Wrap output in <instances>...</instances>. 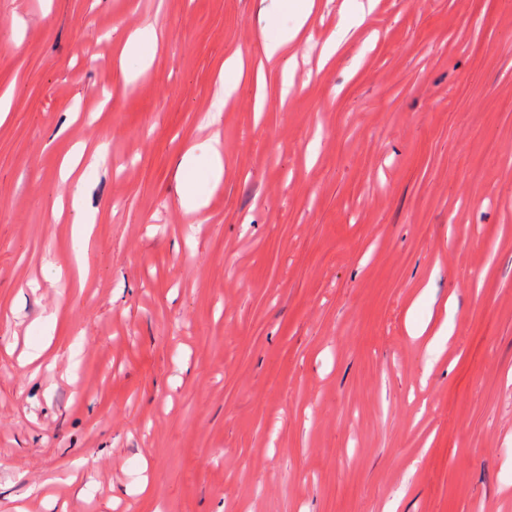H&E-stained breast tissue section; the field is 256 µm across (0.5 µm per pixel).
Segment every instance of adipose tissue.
Masks as SVG:
<instances>
[{"mask_svg":"<svg viewBox=\"0 0 512 512\" xmlns=\"http://www.w3.org/2000/svg\"><path fill=\"white\" fill-rule=\"evenodd\" d=\"M282 10L293 12L295 28L278 26L275 17H268L267 24L274 34L265 45L267 59L279 57L284 48L295 41L299 29L304 26L313 8V0H281ZM203 155L187 151L178 170L181 183L179 203L189 212H200L208 204L210 194L224 179V152L219 138H212L203 145Z\"/></svg>","mask_w":512,"mask_h":512,"instance_id":"adipose-tissue-1","label":"adipose tissue"}]
</instances>
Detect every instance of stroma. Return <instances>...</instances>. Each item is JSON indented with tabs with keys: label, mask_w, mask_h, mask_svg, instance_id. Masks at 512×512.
<instances>
[{
	"label": "stroma",
	"mask_w": 512,
	"mask_h": 512,
	"mask_svg": "<svg viewBox=\"0 0 512 512\" xmlns=\"http://www.w3.org/2000/svg\"><path fill=\"white\" fill-rule=\"evenodd\" d=\"M269 13L0 0V512H512V0H314L272 63ZM148 36L151 38L152 42L148 40ZM155 40H156V37H155L154 30L150 26H146L142 29H138L137 31H135L134 33H132L129 36V38L124 46V52H125V54H127L129 56L132 54L139 55L140 59L142 61H144L145 64H147L153 50H151L150 52H144L143 45L144 44L154 45ZM203 149V156H197L195 148L189 149L178 170L179 203L188 212L203 211L210 194L224 180V152L219 134L205 142ZM84 185L81 180L77 184L71 186L74 219V237L80 242V249L76 253V260L80 269H86V250L91 239L93 224L82 208V196Z\"/></svg>",
	"instance_id": "35a3bbf8"
}]
</instances>
